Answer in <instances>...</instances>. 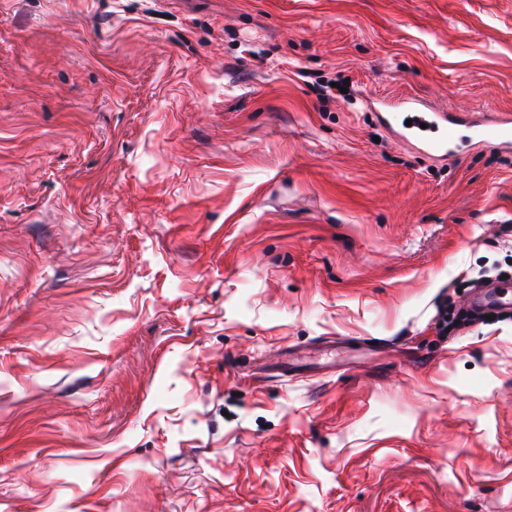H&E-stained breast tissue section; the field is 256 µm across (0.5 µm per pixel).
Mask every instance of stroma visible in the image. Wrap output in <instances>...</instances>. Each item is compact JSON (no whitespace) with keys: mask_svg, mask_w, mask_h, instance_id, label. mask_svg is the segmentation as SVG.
Segmentation results:
<instances>
[{"mask_svg":"<svg viewBox=\"0 0 512 512\" xmlns=\"http://www.w3.org/2000/svg\"><path fill=\"white\" fill-rule=\"evenodd\" d=\"M401 93L512 113V0H0V512H512V150ZM395 112L380 113L390 130L399 138L432 155H445L456 145L455 131L459 126L470 129L475 145L499 150L512 149V115L499 113L493 118L477 120L468 115L435 111L413 97L401 98ZM412 120L411 126L406 121ZM427 124L422 129L421 124ZM470 307L480 312H511L512 294L499 288H480L471 299Z\"/></svg>","mask_w":512,"mask_h":512,"instance_id":"1","label":"stroma"}]
</instances>
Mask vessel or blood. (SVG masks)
I'll list each match as a JSON object with an SVG mask.
<instances>
[{"mask_svg": "<svg viewBox=\"0 0 512 512\" xmlns=\"http://www.w3.org/2000/svg\"><path fill=\"white\" fill-rule=\"evenodd\" d=\"M382 118L399 138L432 155L447 154L455 146V131L460 126L469 128L477 146L512 149V115L508 113L477 120L436 111L416 98L404 97ZM470 306L480 312H508L512 310V295L499 288H482L471 299Z\"/></svg>", "mask_w": 512, "mask_h": 512, "instance_id": "obj_1", "label": "vessel or blood"}]
</instances>
